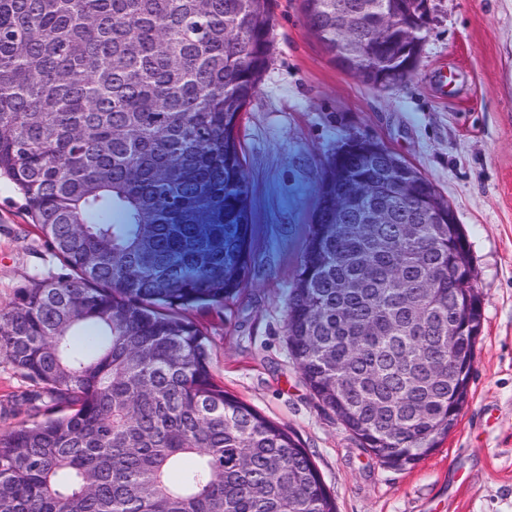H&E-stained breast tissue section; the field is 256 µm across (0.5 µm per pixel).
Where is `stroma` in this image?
<instances>
[{"label":"stroma","mask_w":512,"mask_h":512,"mask_svg":"<svg viewBox=\"0 0 512 512\" xmlns=\"http://www.w3.org/2000/svg\"><path fill=\"white\" fill-rule=\"evenodd\" d=\"M270 52L238 127L254 224L248 286L197 313L224 388L285 429L337 512H512V0H429L412 75L376 88L336 66L300 0H273ZM384 144L437 186L471 246L483 319L456 427L406 469L366 453L305 385L288 300L316 190L341 140ZM61 265L0 182V305Z\"/></svg>","instance_id":"1"}]
</instances>
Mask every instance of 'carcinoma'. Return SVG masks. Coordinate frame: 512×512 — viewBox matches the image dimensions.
I'll return each instance as SVG.
<instances>
[{
	"label": "carcinoma",
	"mask_w": 512,
	"mask_h": 512,
	"mask_svg": "<svg viewBox=\"0 0 512 512\" xmlns=\"http://www.w3.org/2000/svg\"><path fill=\"white\" fill-rule=\"evenodd\" d=\"M360 2L301 0L327 53L336 13ZM424 2L394 0L397 23ZM272 25V0H0V178L65 270L0 308V359L43 412L0 431V512H336L305 449L216 381L187 316L247 282L237 127ZM373 27L363 15L357 37L385 55ZM396 160L346 138L328 162L288 346L360 446L406 468L457 425L482 303L461 225L425 224L391 198L409 178L438 194ZM361 181L392 223H336L327 201Z\"/></svg>",
	"instance_id": "carcinoma-1"
}]
</instances>
